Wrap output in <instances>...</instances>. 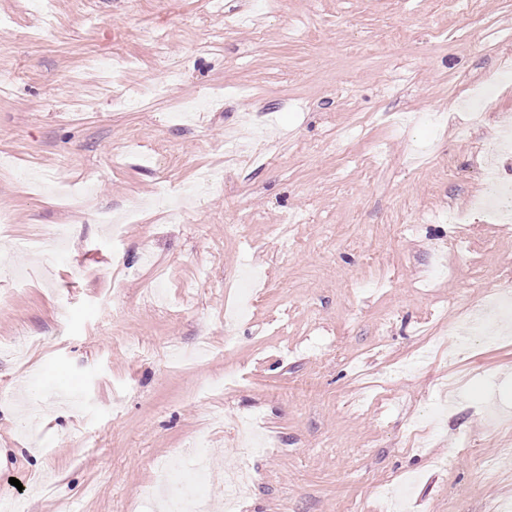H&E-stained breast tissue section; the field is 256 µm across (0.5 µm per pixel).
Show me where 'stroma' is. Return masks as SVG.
<instances>
[{
  "label": "stroma",
  "mask_w": 512,
  "mask_h": 512,
  "mask_svg": "<svg viewBox=\"0 0 512 512\" xmlns=\"http://www.w3.org/2000/svg\"><path fill=\"white\" fill-rule=\"evenodd\" d=\"M52 8L48 29L0 0V341L41 340L0 354V499L129 512L203 431L213 470L250 459L241 512H387L381 486L500 512L512 332L446 329L512 289V236L439 215L481 192L512 115V0ZM228 130L276 156L225 160ZM136 203L114 240L98 213ZM55 224L66 245L24 250ZM254 417L277 444L251 456L232 425Z\"/></svg>",
  "instance_id": "obj_1"
}]
</instances>
